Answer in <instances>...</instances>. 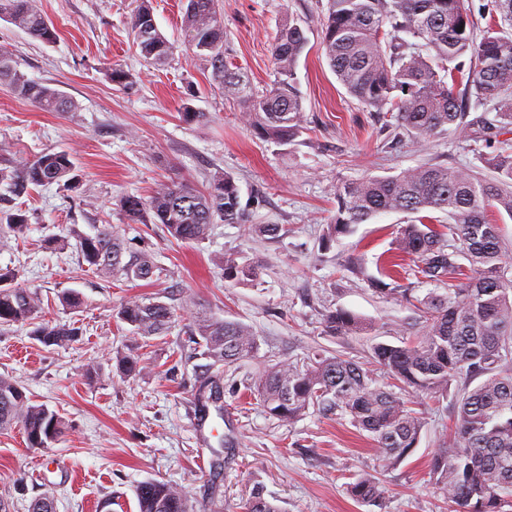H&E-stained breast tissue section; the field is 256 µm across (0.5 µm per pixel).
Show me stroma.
<instances>
[{
	"label": "stroma",
	"mask_w": 512,
	"mask_h": 512,
	"mask_svg": "<svg viewBox=\"0 0 512 512\" xmlns=\"http://www.w3.org/2000/svg\"><path fill=\"white\" fill-rule=\"evenodd\" d=\"M35 3L57 27L58 41L43 43L0 19V53L26 77L64 92L76 109L44 112L0 85V168L64 151L79 180L32 186L8 203L30 230L0 239V272L37 294L39 322L76 327L79 338L46 347L33 339L31 324L0 327V375L66 422L46 449L28 447L21 428L0 432V498L11 512H29L46 493L56 512H139L135 488L149 480L178 485L193 512H240L258 485L282 512H448L427 464L448 436L461 381L447 395L424 399L417 446L390 468L348 419L312 410L282 422L263 412L249 387L264 368L303 365L318 352L368 367L375 344L414 336V303L370 285L409 215L383 213L325 241L336 188L425 163L482 171L485 148L458 131L425 150L384 133L381 114L349 96L327 63L320 44L326 0L219 2L227 57L256 90L275 79L270 48L281 20L294 17L305 31L308 45L295 67L304 129L288 143L256 138L243 102L225 99L207 63L181 46L185 0H152L159 31L176 45L159 67L144 62L134 44L135 0ZM116 68L127 84L112 82ZM186 104L201 120H183ZM224 173L240 187L247 220L212 225L199 242L175 240L161 224L128 223L119 206L121 197H148L164 181L202 187ZM95 224L114 225L128 246L148 253L158 279L135 286L87 270L67 239L71 228L87 232ZM258 224H281L288 234L261 235ZM228 257L252 266L256 278L225 281ZM72 289L84 300L76 311L59 300ZM132 296L172 306L166 334L133 340L116 318ZM335 309L363 319L367 331L327 335L323 315ZM201 313L243 323L258 341L254 356L225 368L215 404L197 401L206 360L182 346ZM120 353L142 359L139 376L118 373ZM91 366L99 372L94 381L86 377ZM360 476L384 487L383 507L348 495L347 483Z\"/></svg>",
	"instance_id": "1"
}]
</instances>
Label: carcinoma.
Segmentation results:
<instances>
[{
    "label": "carcinoma",
    "instance_id": "cac0c4a2",
    "mask_svg": "<svg viewBox=\"0 0 512 512\" xmlns=\"http://www.w3.org/2000/svg\"><path fill=\"white\" fill-rule=\"evenodd\" d=\"M512 22V0L482 6ZM473 8L466 0H327L321 44L331 70L346 91L367 108L385 114V127L402 129L412 144L428 147L452 128L466 132L492 150L496 175L487 177L464 166L431 164L386 177L348 182L336 190L338 208L326 240L351 231L385 212H406L416 219L398 230L397 250L409 257L404 274L419 283L446 284L443 295L420 302L417 335L401 345L378 344L373 360L393 380L387 388L374 383L369 370L340 356L315 355L309 364L290 361L268 368L259 378L260 406L269 416L292 422L313 408L336 412L373 441L382 466L394 467L409 457L421 432L422 417L408 406L403 391L440 396L457 378L466 380L448 445L432 457L430 482L452 512H506L512 506V263L506 261L494 209L512 219V32L497 24L476 33ZM0 18L18 23L33 38L53 43L58 30L35 8L33 0H0ZM131 29L140 55L165 64L175 46L157 29L149 0H136ZM183 44L204 59L224 96L247 104L246 118L261 140L286 143L301 132L303 104L296 87V63L308 44L294 18L284 20L272 43L277 78L263 93L251 90L238 68L224 56V22L218 0H188L182 24ZM0 83L46 112H69L67 97L26 77L11 58L0 53ZM494 103L493 119L470 117L468 102ZM71 156L45 152L14 172L0 169V185L13 195L30 185L47 186L74 172ZM233 177L216 176L200 190L186 181L159 185L148 198L127 195L120 208L130 224H163L176 240L205 239L220 220L245 222ZM448 214L443 228L430 213ZM20 216L6 214L0 238L25 234ZM451 235L448 243L445 235ZM75 248L87 268L105 278L128 283L152 281L157 266L127 246L111 224L93 233L73 231ZM0 273V326L32 322L41 310L37 295L7 285ZM256 278L255 269L224 260V280ZM396 272L371 282L388 296L399 291ZM134 338L161 336L171 328L173 312L163 302L130 298L117 312ZM329 336H352L364 321L343 310L324 314ZM36 339L46 347L73 342L74 329L41 325ZM184 346L202 352L209 367L230 365L258 348L243 324L197 317ZM125 377L141 373V359L116 358ZM483 380L474 388L468 381ZM20 426L31 448H49L65 421L44 404L35 403L12 378L0 376V431ZM359 504L379 506L384 489L361 476L347 485ZM139 512H188V498L175 486L145 481L136 488ZM243 512H281L259 487L243 502Z\"/></svg>",
    "mask_w": 512,
    "mask_h": 512
}]
</instances>
